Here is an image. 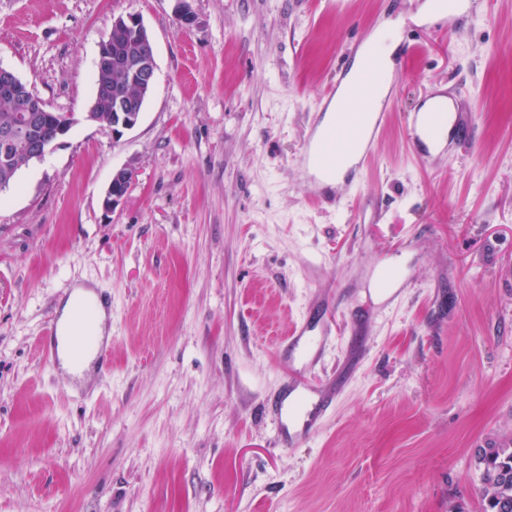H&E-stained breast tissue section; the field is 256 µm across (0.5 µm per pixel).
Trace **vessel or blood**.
<instances>
[{
  "mask_svg": "<svg viewBox=\"0 0 512 512\" xmlns=\"http://www.w3.org/2000/svg\"><path fill=\"white\" fill-rule=\"evenodd\" d=\"M455 2L448 22L457 30L471 12L487 8L486 0ZM386 69V60L375 53L359 70L342 64L323 98V108L315 112L298 160L309 174L316 200H336V188L342 184L359 187L390 114L388 102L377 99ZM405 126L413 153L424 162L454 150L460 142L461 127L451 98L421 105L406 115ZM93 314L89 306L78 309L71 327L74 357H82L94 344ZM327 344L325 331L311 320L302 321L288 338V360L296 370L269 402L279 447L294 448L308 440L336 400L335 388H320L303 374L305 367L322 358Z\"/></svg>",
  "mask_w": 512,
  "mask_h": 512,
  "instance_id": "b4317fda",
  "label": "vessel or blood"
}]
</instances>
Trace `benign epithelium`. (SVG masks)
<instances>
[{
	"mask_svg": "<svg viewBox=\"0 0 512 512\" xmlns=\"http://www.w3.org/2000/svg\"><path fill=\"white\" fill-rule=\"evenodd\" d=\"M112 29L125 32L142 47L140 54L129 56L124 61V67L131 74L137 93H129L114 101L111 117L105 120L93 116V113L99 111L98 102H93L91 112L87 114L86 119L106 125L112 128V133L120 135L137 125L144 103L153 90L156 63L151 36L138 15L127 14L116 17L112 23ZM112 44V34L109 33L100 45L95 63L96 71L99 74L107 72L111 66ZM0 87L14 99H24L31 92L28 84L23 82L12 70L2 66H0ZM76 123L77 119L73 116H65V119L56 123L51 137L34 144H28L24 160H42L60 144V140ZM131 179L132 170L129 168L119 169L113 174L103 200L106 210H112L123 200L129 189Z\"/></svg>",
	"mask_w": 512,
	"mask_h": 512,
	"instance_id": "1",
	"label": "benign epithelium"
}]
</instances>
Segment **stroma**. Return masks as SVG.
I'll return each mask as SVG.
<instances>
[{"mask_svg": "<svg viewBox=\"0 0 512 512\" xmlns=\"http://www.w3.org/2000/svg\"><path fill=\"white\" fill-rule=\"evenodd\" d=\"M425 0H0V65L75 125L0 192V512H479L475 451L512 436V0L440 32ZM142 17L153 92L86 121L100 44ZM404 72L359 189L314 203L296 158L354 45ZM422 53L405 55V42ZM470 133L416 159L405 115ZM134 176L105 210L113 172ZM411 285L363 309V268ZM112 302V365L68 382L39 341L67 291ZM323 314L319 431L275 443L291 329Z\"/></svg>", "mask_w": 512, "mask_h": 512, "instance_id": "stroma-1", "label": "stroma"}]
</instances>
